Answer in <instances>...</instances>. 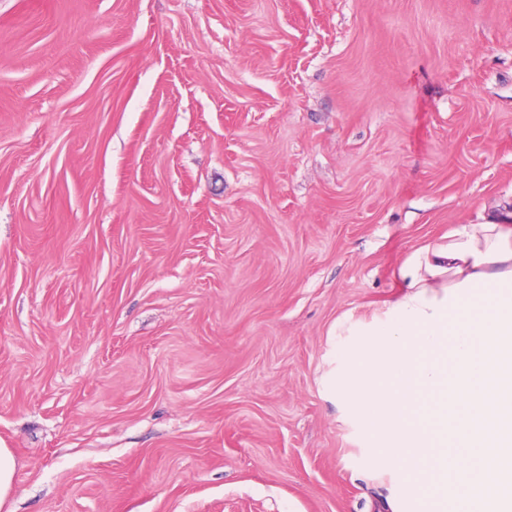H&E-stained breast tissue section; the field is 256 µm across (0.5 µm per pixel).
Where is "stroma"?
<instances>
[{"label":"stroma","instance_id":"stroma-1","mask_svg":"<svg viewBox=\"0 0 512 512\" xmlns=\"http://www.w3.org/2000/svg\"><path fill=\"white\" fill-rule=\"evenodd\" d=\"M510 205L512 0H0L14 512H457L341 361Z\"/></svg>","mask_w":512,"mask_h":512}]
</instances>
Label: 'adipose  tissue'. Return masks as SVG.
<instances>
[{
  "instance_id": "1",
  "label": "adipose tissue",
  "mask_w": 512,
  "mask_h": 512,
  "mask_svg": "<svg viewBox=\"0 0 512 512\" xmlns=\"http://www.w3.org/2000/svg\"><path fill=\"white\" fill-rule=\"evenodd\" d=\"M403 293L355 352L368 378L359 409L417 455L420 473H451L439 492L467 512L512 505V217L462 224L398 269Z\"/></svg>"
}]
</instances>
